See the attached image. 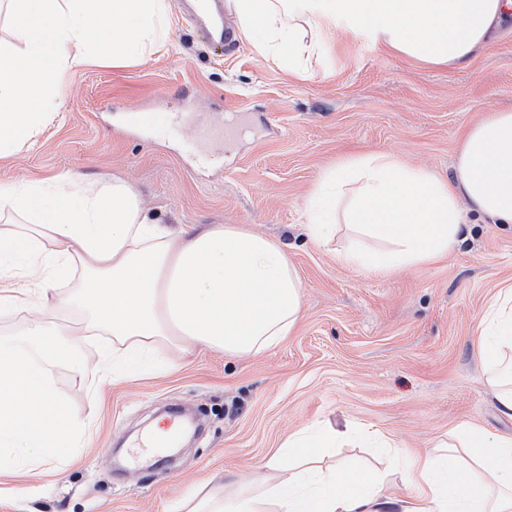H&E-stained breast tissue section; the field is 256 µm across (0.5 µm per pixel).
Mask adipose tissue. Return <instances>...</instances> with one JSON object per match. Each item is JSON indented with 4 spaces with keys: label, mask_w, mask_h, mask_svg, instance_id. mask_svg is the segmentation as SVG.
I'll list each match as a JSON object with an SVG mask.
<instances>
[{
    "label": "adipose tissue",
    "mask_w": 512,
    "mask_h": 512,
    "mask_svg": "<svg viewBox=\"0 0 512 512\" xmlns=\"http://www.w3.org/2000/svg\"><path fill=\"white\" fill-rule=\"evenodd\" d=\"M239 29L288 72L325 57L337 30L365 34L432 64L467 65L512 18V0H231ZM512 224V110L468 129L451 178L390 153L324 171L304 203L308 236L347 230L338 258L384 274L447 254L465 212ZM0 316L30 311L22 334L0 338V474L22 473L79 446L81 426L58 399L50 370L82 362L76 333L56 321V283L79 273L73 296L113 338L120 379L167 370L154 346L201 342L247 357L276 348L300 316L302 285L282 241L242 224L171 229L124 181L71 175L0 183ZM479 351L500 413L512 420V289L478 324ZM368 445L400 460L394 471L325 460L327 449ZM182 512H512V436L465 426L409 454L371 426L325 423L288 436L261 466L196 492Z\"/></svg>",
    "instance_id": "adipose-tissue-1"
}]
</instances>
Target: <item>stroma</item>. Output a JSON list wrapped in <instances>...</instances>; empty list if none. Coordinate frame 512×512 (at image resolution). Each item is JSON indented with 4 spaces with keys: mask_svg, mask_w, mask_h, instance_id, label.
I'll return each instance as SVG.
<instances>
[{
    "mask_svg": "<svg viewBox=\"0 0 512 512\" xmlns=\"http://www.w3.org/2000/svg\"><path fill=\"white\" fill-rule=\"evenodd\" d=\"M151 107L171 118L132 126ZM512 109V22L464 67L435 66L364 35L338 34L333 53L291 75L249 38L219 53L171 18L170 40L139 64L65 76L58 114L32 148L0 159V180L70 173L120 178L165 223L244 224L287 243L302 284L295 330L278 347L230 358L198 344L159 346L169 370L100 378L109 332L77 309L83 363L57 365L58 396L83 424L78 459L0 478V512H176L212 476L262 463L288 435L317 422L363 423L412 452L469 422L512 434L489 389L476 330L512 287V226L467 214L448 255L386 275L340 262L312 242L306 196L344 158L388 152L441 176L453 171L468 127ZM166 407L202 429L133 462L137 436Z\"/></svg>",
    "mask_w": 512,
    "mask_h": 512,
    "instance_id": "35a3bbf8",
    "label": "stroma"
}]
</instances>
